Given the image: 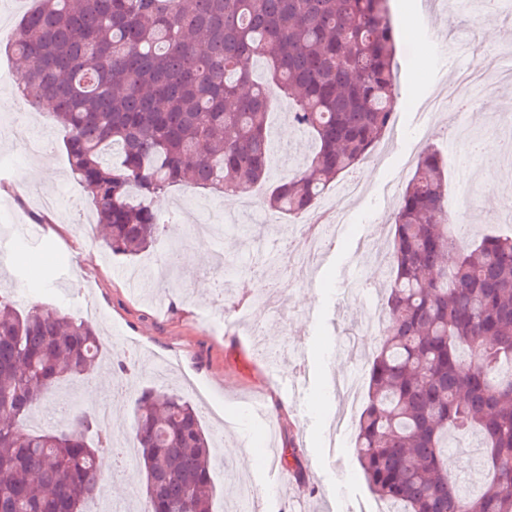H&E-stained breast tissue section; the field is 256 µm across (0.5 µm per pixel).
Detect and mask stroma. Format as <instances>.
Masks as SVG:
<instances>
[{
  "instance_id": "obj_1",
  "label": "stroma",
  "mask_w": 512,
  "mask_h": 512,
  "mask_svg": "<svg viewBox=\"0 0 512 512\" xmlns=\"http://www.w3.org/2000/svg\"><path fill=\"white\" fill-rule=\"evenodd\" d=\"M390 7L402 32L396 41L395 122L377 155L346 175L360 191L345 201L340 230L326 238L300 275L284 263L292 236L261 228L259 217L249 216L238 197L219 198L224 213L237 221L197 254V238L185 235L198 218L190 202L203 194L193 185L172 187L155 201L158 213L179 212L180 221L165 225L149 252L111 255L85 189L70 175L60 129L52 131L57 142L52 154L0 169V293L20 308L65 303L75 318L83 317L87 304L95 306L91 323L104 349L91 376L64 382L72 411L108 410L109 434L125 439L142 389L183 396L197 408L212 441L222 445V463L213 471L214 512L236 500L243 478L255 489L245 512H344L349 500L365 512H389V503L370 491L363 476L349 438L358 414L348 411L335 383L371 361L380 343L364 321L384 302L389 270L377 267L369 254L386 250L399 198L422 149L443 156L449 201L465 189L477 199L469 240L512 233V211L502 208L497 192L512 187V167L490 166L483 153L470 154V180L463 185L457 154L448 148L456 121L481 135L499 120L512 102V82H487L470 94L466 111L456 105L438 112L428 108L429 100L459 77L444 67L452 34L469 37L472 64L495 70V46L484 40L483 29L495 27L512 41V8L503 4L492 11L480 0L454 9L443 0H390ZM287 110L286 99L274 100L276 182L288 179L295 161L314 148L309 133L289 127ZM36 167L41 192L58 200L47 224L38 222L32 202L13 194L14 183L27 182ZM171 243L182 247L173 266L166 254ZM33 280L41 283L34 299L27 293ZM282 286L288 293L279 310L259 302L250 311L261 335L236 322L234 299H260ZM127 356L133 359L130 368L120 369ZM92 389L99 391V401L88 398ZM257 398L267 405L266 417L252 412ZM268 436L278 465L299 461L302 475L290 486H278L271 464L253 456ZM103 470L101 493L123 512H138L145 486L135 448H128L120 463L105 457Z\"/></svg>"
}]
</instances>
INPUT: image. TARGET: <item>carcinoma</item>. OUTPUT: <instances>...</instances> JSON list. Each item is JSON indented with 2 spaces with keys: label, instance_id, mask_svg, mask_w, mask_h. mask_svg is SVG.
I'll use <instances>...</instances> for the list:
<instances>
[{
  "label": "carcinoma",
  "instance_id": "cac0c4a2",
  "mask_svg": "<svg viewBox=\"0 0 512 512\" xmlns=\"http://www.w3.org/2000/svg\"><path fill=\"white\" fill-rule=\"evenodd\" d=\"M396 31L389 0H36L9 51L28 106L54 104L71 176L106 248L134 256L163 224L152 201L191 183L245 196L269 180L270 102L315 149L266 204L308 213L392 127ZM443 160L419 154L394 215L382 342L354 441L371 491L398 512H512V235L463 244ZM456 253L449 264L446 256ZM88 322L0 295V512H84L118 449L89 414L22 433L50 391L90 374ZM482 438L486 480L466 494L448 435ZM146 512H212L208 436L177 394L143 390L132 433Z\"/></svg>",
  "mask_w": 512,
  "mask_h": 512
}]
</instances>
